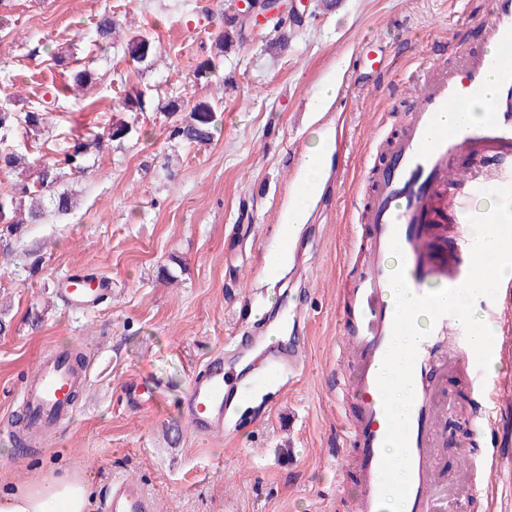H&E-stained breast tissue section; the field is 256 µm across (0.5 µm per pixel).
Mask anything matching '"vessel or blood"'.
<instances>
[{
	"label": "vessel or blood",
	"mask_w": 512,
	"mask_h": 512,
	"mask_svg": "<svg viewBox=\"0 0 512 512\" xmlns=\"http://www.w3.org/2000/svg\"><path fill=\"white\" fill-rule=\"evenodd\" d=\"M484 48L463 51L455 68L428 64L415 78L407 98V119L397 136L386 142L382 159L367 171L372 192L358 211L361 247L366 260L351 280L345 306L347 346L355 368L336 380L341 392L359 395L356 415L348 419L346 451L357 460L356 512H379L380 461L387 420L377 375L389 346L395 302L389 294L394 271L390 240L398 238L411 292L421 296L431 281L461 285L469 272L471 246L465 226L474 214L472 198L489 187L505 189L512 179V0H491L488 17L474 22ZM496 80L489 118L465 131L442 127L450 110L463 109L487 77ZM108 291L98 277L72 281L62 293L81 308H91ZM486 322L501 332L494 349L512 345V282H502L485 307ZM462 324L441 317L418 345L414 365V400L409 415L410 488L404 512H434L432 488L436 472L433 438L438 424L434 401L437 376L447 365L436 357L434 342L463 338ZM83 375L59 355L43 359L37 377L21 396L28 409L32 436L59 428L72 411V394ZM282 388L276 372H247L236 383L224 377V365L212 364L191 387L188 419L206 434L230 423L233 406L258 387ZM477 431L492 460L501 456L500 420L490 407L503 397L500 385L475 384ZM105 512H150L145 496L125 480H115Z\"/></svg>",
	"instance_id": "obj_1"
}]
</instances>
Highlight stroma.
I'll list each match as a JSON object with an SVG mask.
<instances>
[{
    "label": "stroma",
    "mask_w": 512,
    "mask_h": 512,
    "mask_svg": "<svg viewBox=\"0 0 512 512\" xmlns=\"http://www.w3.org/2000/svg\"><path fill=\"white\" fill-rule=\"evenodd\" d=\"M0 0L10 26L0 37V105L23 111L67 77L54 56L73 51L95 79L59 97L41 133L15 131L11 145L50 161L73 138L126 123L124 141L103 137L83 176L69 177L74 198L65 215L41 223L0 251V491L48 470L82 467L99 498L112 482H135L152 512H353L354 487L337 494L345 414L354 397H336L342 309L348 273L360 265L353 248L357 209L368 191L365 169L375 145L397 133L402 95L422 54L455 58L476 48L470 22L490 0H306L297 22L277 35H247L220 57L208 81L195 67L215 55V40L240 0ZM119 18L117 48L98 58L84 34L99 14ZM155 45L145 61L124 55L134 34ZM374 66L355 61L359 51ZM335 96L318 106L323 85ZM142 91L145 109L123 106L126 86ZM180 112L161 111L168 100ZM216 104L210 144L171 137L183 113ZM339 154L325 170L306 224L314 238L302 279L266 266L269 251L287 248L283 226L299 191L305 152L316 138ZM112 282L95 308L67 305L58 294L69 275ZM278 333L276 346L298 348V373L269 401L238 404L236 431L195 433L188 399L195 376L215 359L225 374L263 368L258 351L240 352L242 335ZM75 347L87 379L60 432L20 453L8 431L18 391L36 376L46 353ZM474 352L449 365L441 394L450 407L435 441L444 490L439 512H486L473 486L493 483L512 499V454L503 469L482 472L469 400Z\"/></svg>",
    "instance_id": "stroma-1"
}]
</instances>
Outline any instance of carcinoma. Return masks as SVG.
I'll return each mask as SVG.
<instances>
[{
  "label": "carcinoma",
  "mask_w": 512,
  "mask_h": 512,
  "mask_svg": "<svg viewBox=\"0 0 512 512\" xmlns=\"http://www.w3.org/2000/svg\"><path fill=\"white\" fill-rule=\"evenodd\" d=\"M253 25L250 17L237 16L230 29L219 34L215 40L216 54L201 62L195 69V77L205 78L216 69L215 59L223 56L225 46L234 39L244 38V32ZM117 21L109 12L99 15L94 23L91 40L95 46L104 50L110 44L112 35L116 33ZM125 54L132 60L142 62L154 51L151 39L144 35L129 38L123 46ZM45 106L37 103L30 109L17 112L6 106H0V169H14L22 162V155L5 140L11 132L22 128L26 133H38L46 122ZM216 128V111L210 103H200L189 113V116L175 125L172 135L187 144L207 145L214 138ZM98 134L91 133L74 141L65 151L63 158L52 162H41L37 165L35 181L21 182L8 193L0 192V241L17 236L23 231L24 223L17 215L25 212L28 221L36 223L43 218L44 210L38 202L46 199L58 214H64L72 207L71 197L66 191L58 190V185L66 174H80L87 170L86 160L93 148L97 147Z\"/></svg>",
  "instance_id": "cac0c4a2"
}]
</instances>
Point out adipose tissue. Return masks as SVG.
Here are the masks:
<instances>
[{
    "instance_id": "1",
    "label": "adipose tissue",
    "mask_w": 512,
    "mask_h": 512,
    "mask_svg": "<svg viewBox=\"0 0 512 512\" xmlns=\"http://www.w3.org/2000/svg\"><path fill=\"white\" fill-rule=\"evenodd\" d=\"M94 484L78 468L51 471L0 494V512H95Z\"/></svg>"
}]
</instances>
